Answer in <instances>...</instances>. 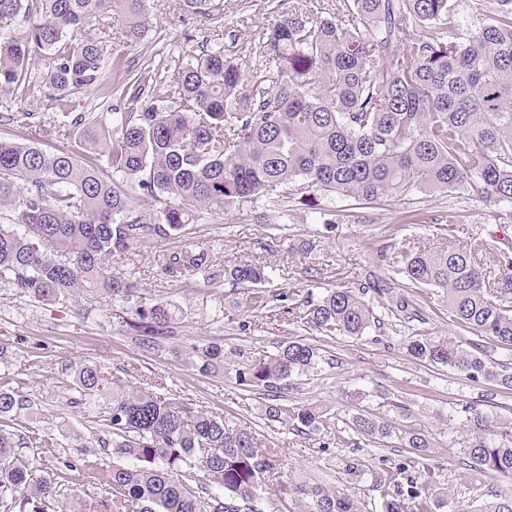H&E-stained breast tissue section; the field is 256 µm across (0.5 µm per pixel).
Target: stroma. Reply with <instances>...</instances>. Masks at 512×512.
Returning <instances> with one entry per match:
<instances>
[{
    "instance_id": "1",
    "label": "stroma",
    "mask_w": 512,
    "mask_h": 512,
    "mask_svg": "<svg viewBox=\"0 0 512 512\" xmlns=\"http://www.w3.org/2000/svg\"><path fill=\"white\" fill-rule=\"evenodd\" d=\"M224 23L182 16L180 0H149L152 29L139 43L119 44L129 59L154 53L170 61L168 82H176L181 59L199 47L222 45L244 72L260 60L256 47L267 27L279 21L296 0H223ZM423 221H402L406 203L393 199L379 205H363L338 196H323L318 210L288 197V214L270 213L265 224L254 223L249 211L204 215L196 226L201 246L215 248L216 262L230 265L254 262L271 266L270 292L295 291L321 294L324 289L352 286L367 271L388 277L377 263L384 246L403 239L418 245L438 246L436 221L449 209L462 215L459 240L468 244L512 239V204L487 205L468 195L427 193L416 196ZM314 246L311 254L293 251L295 240ZM153 255L143 252L134 260L116 261L120 272L136 273L145 297H172L187 312L178 338L155 351H145L126 326V307L86 292L64 303L43 304L17 294L0 281V345L12 355L0 376L32 393L41 405V427L51 428L59 445L28 448L26 460L52 469L60 459L80 463L96 461L112 466L111 456L80 447L90 438L101 406L71 409L65 406L60 384L69 365L93 360L133 386L151 384L160 393L182 397L205 406L225 418L258 429L271 447L277 448L280 469L263 494L265 512H297L298 506L281 486L289 476L322 484L358 502L361 512H382V497L372 481V471L408 456L405 448L367 446L360 457L368 472L348 475L344 463L351 451L326 431L300 433L291 426L267 422L262 395L246 392L233 374H203L186 359L189 344L218 343L227 358L245 351L254 358L273 354L277 344L289 340V326L266 323L254 309L249 291L243 289L169 286L152 275ZM301 339L320 348L325 358L317 372L301 376L288 390L289 399L316 403L334 414L337 422L350 421L367 411L391 423L399 431H418L432 443L431 462L439 468L440 484L461 512H472L481 495L494 486L491 477L468 471L461 463L469 433L462 405L479 402L481 386L448 370H437L408 359L392 331L369 329L362 337L328 338L301 332Z\"/></svg>"
}]
</instances>
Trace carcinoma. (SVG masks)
<instances>
[{
	"label": "carcinoma",
	"instance_id": "obj_1",
	"mask_svg": "<svg viewBox=\"0 0 512 512\" xmlns=\"http://www.w3.org/2000/svg\"><path fill=\"white\" fill-rule=\"evenodd\" d=\"M149 0H0V90L26 82L30 62L48 60L42 106L54 132L77 133L72 150L49 151L36 135L0 139V209L15 213L0 225V280L41 303L71 300L80 288L129 304L126 325L154 350L174 339L185 315L177 302L144 300L133 275L112 259L173 242L158 256L154 277L169 285L200 278L254 291L260 307L275 303V320L321 336L359 337L368 328L406 327L429 308L436 317L512 352V239H495L497 276L487 279L478 248L456 239L460 215L437 223L441 245L422 250L405 238L381 261L394 283L367 274L348 288L302 299L267 294L260 264L213 271L214 251L192 236L201 213L241 210L257 201L280 210L293 187L306 200L320 193L373 204L419 193L462 192L483 203H512V0H472L490 12L466 37L451 0H347L330 19L306 15L307 0L267 28L259 42L266 65L246 75L221 46L190 53L174 86L167 59L130 63L85 30L106 15L122 25L125 44L150 27ZM185 16L224 21L220 0H181ZM24 38L8 28L17 17ZM97 95L112 127L92 112L70 111V96ZM0 124L30 131L33 112L0 114ZM131 185L140 195L131 196ZM147 198L155 212L140 209ZM375 312L369 294L394 290ZM412 360L480 384L488 395L512 391V367L488 358L478 344L435 337L416 326L400 339ZM203 374L234 373L245 391L265 392V419L297 431L331 428L329 410L288 406L280 393L323 361L316 346L291 339L253 359L230 363L218 344H193ZM65 405L103 399L105 414L92 441L125 460L92 475L108 496L86 500L61 490L60 474L21 459L19 448H55L53 432L21 421L37 401L0 382V501L19 512H264L263 487L278 473V449L247 424L230 421L149 387H131L90 361L70 372ZM469 431L464 465L508 484L473 512H512V431L497 418L462 407ZM340 441L356 452L396 435L392 424L359 413ZM412 456L372 474L385 512H437L455 506L427 463L430 441L400 438ZM288 494L300 512H360L346 495L302 479Z\"/></svg>",
	"mask_w": 512,
	"mask_h": 512
}]
</instances>
